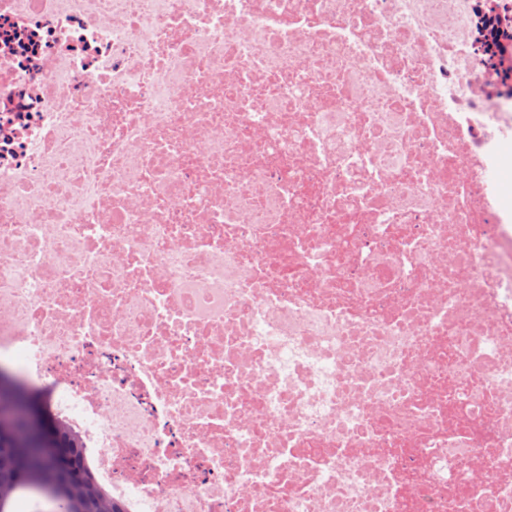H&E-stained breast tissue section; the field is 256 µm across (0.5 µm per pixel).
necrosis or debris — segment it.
<instances>
[{
  "mask_svg": "<svg viewBox=\"0 0 512 512\" xmlns=\"http://www.w3.org/2000/svg\"><path fill=\"white\" fill-rule=\"evenodd\" d=\"M512 0H0V363L120 512H512Z\"/></svg>",
  "mask_w": 512,
  "mask_h": 512,
  "instance_id": "obj_1",
  "label": "necrosis or debris"
}]
</instances>
